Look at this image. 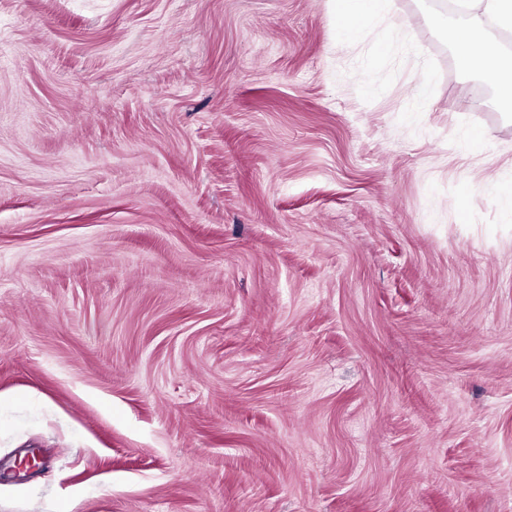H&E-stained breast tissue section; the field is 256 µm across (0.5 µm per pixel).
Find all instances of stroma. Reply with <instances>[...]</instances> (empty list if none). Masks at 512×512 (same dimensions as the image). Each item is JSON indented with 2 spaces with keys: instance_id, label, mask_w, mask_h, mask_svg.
<instances>
[{
  "instance_id": "35a3bbf8",
  "label": "stroma",
  "mask_w": 512,
  "mask_h": 512,
  "mask_svg": "<svg viewBox=\"0 0 512 512\" xmlns=\"http://www.w3.org/2000/svg\"><path fill=\"white\" fill-rule=\"evenodd\" d=\"M392 12L0 0V512H512V115ZM341 33L348 38L359 34L372 19L389 13L392 0H331Z\"/></svg>"
}]
</instances>
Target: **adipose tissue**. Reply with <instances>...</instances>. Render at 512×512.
<instances>
[{"instance_id": "1", "label": "adipose tissue", "mask_w": 512, "mask_h": 512, "mask_svg": "<svg viewBox=\"0 0 512 512\" xmlns=\"http://www.w3.org/2000/svg\"><path fill=\"white\" fill-rule=\"evenodd\" d=\"M331 4L340 31L348 38L357 36L372 19L392 9V0H331ZM466 6L475 11V18L464 25L445 23L444 36L454 48L462 70L495 73L496 101L504 110H511L512 56L487 37L479 17L491 16L501 28L511 30L512 0H467Z\"/></svg>"}]
</instances>
